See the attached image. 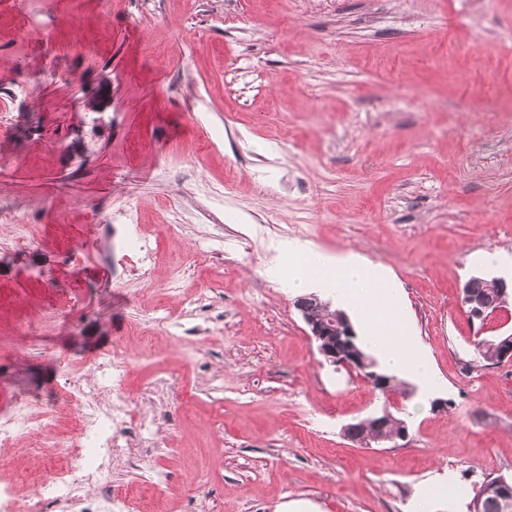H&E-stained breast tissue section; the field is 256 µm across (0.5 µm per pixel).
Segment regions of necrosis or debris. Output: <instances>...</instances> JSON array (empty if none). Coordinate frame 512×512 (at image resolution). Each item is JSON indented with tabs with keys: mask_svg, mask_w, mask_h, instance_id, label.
I'll use <instances>...</instances> for the list:
<instances>
[{
	"mask_svg": "<svg viewBox=\"0 0 512 512\" xmlns=\"http://www.w3.org/2000/svg\"><path fill=\"white\" fill-rule=\"evenodd\" d=\"M131 358L117 346L89 362L84 378H66L55 408L33 413L19 407L0 418V445L19 440L35 442L39 452L57 448L59 464L52 479L42 481L37 493H24L19 479L0 482V512H45L48 505L79 506L80 512H133L130 494L112 490L111 457L127 456L131 443L142 448L159 447L156 421L136 416L135 410L153 390L145 385L129 394L127 374ZM80 407L66 431L51 442L46 433L58 412L72 402ZM130 466L143 467L136 456H127Z\"/></svg>",
	"mask_w": 512,
	"mask_h": 512,
	"instance_id": "1",
	"label": "necrosis or debris"
}]
</instances>
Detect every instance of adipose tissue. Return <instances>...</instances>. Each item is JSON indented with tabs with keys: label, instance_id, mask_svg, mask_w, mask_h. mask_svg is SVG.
Masks as SVG:
<instances>
[{
	"label": "adipose tissue",
	"instance_id": "obj_1",
	"mask_svg": "<svg viewBox=\"0 0 512 512\" xmlns=\"http://www.w3.org/2000/svg\"><path fill=\"white\" fill-rule=\"evenodd\" d=\"M280 252L288 257L286 288L296 293L314 289L350 308L382 365L411 374L424 386L433 385L431 363L412 334L408 314L393 302L400 288L386 267L355 253L321 254L296 240L284 241Z\"/></svg>",
	"mask_w": 512,
	"mask_h": 512
}]
</instances>
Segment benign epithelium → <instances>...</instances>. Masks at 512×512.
<instances>
[{
	"label": "benign epithelium",
	"mask_w": 512,
	"mask_h": 512,
	"mask_svg": "<svg viewBox=\"0 0 512 512\" xmlns=\"http://www.w3.org/2000/svg\"><path fill=\"white\" fill-rule=\"evenodd\" d=\"M496 283L499 291L489 300L475 294L469 288V284L466 283L462 286V302L467 306L468 313L472 318L482 319L491 308L494 309L496 315L509 312V308L512 307V281L508 282L498 278ZM294 306L302 315L309 329L308 336L317 343L318 352L327 364L344 368L352 373L358 372L363 367L354 347V331L348 321H338L334 318L318 321L311 318L310 304L306 297L297 298ZM364 381L384 392L386 405L367 418L347 424L344 427V436L349 441L366 448L378 447L383 444H390L394 448L405 445L409 438L407 429L391 438L368 433L369 424L381 427L390 418L389 406L395 404L397 394L384 384V380L377 372L370 373L368 377L364 378ZM486 496L499 503V512H512V485L508 484L506 477H489L482 483L481 495L473 504L478 512L481 510V504Z\"/></svg>",
	"instance_id": "1"
}]
</instances>
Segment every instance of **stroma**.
<instances>
[{"label":"stroma","instance_id":"1","mask_svg":"<svg viewBox=\"0 0 512 512\" xmlns=\"http://www.w3.org/2000/svg\"><path fill=\"white\" fill-rule=\"evenodd\" d=\"M286 239L400 283L450 403L399 401L405 446L344 438L380 400L271 275ZM474 275L512 277V0H0V415L134 329L165 341L160 305L184 337L128 381L170 377L143 408L170 512H414L442 482L467 512L512 476V363L462 371L512 327L470 319ZM125 250L134 275L146 281L152 280L158 261L157 248L140 237H132L125 243Z\"/></svg>","mask_w":512,"mask_h":512}]
</instances>
